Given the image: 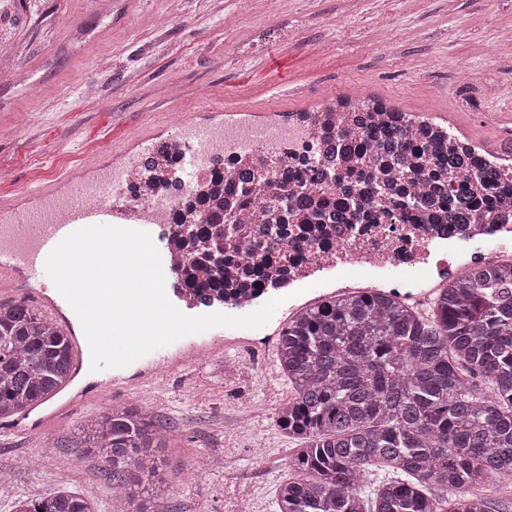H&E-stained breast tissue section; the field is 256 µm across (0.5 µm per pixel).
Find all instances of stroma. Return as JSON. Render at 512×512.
Here are the masks:
<instances>
[{
	"label": "stroma",
	"mask_w": 512,
	"mask_h": 512,
	"mask_svg": "<svg viewBox=\"0 0 512 512\" xmlns=\"http://www.w3.org/2000/svg\"><path fill=\"white\" fill-rule=\"evenodd\" d=\"M0 0V200L22 201L105 161L132 157L134 132L175 135L182 117L311 112L330 96L371 97L405 112H444L467 141L512 145V0ZM287 38L247 48L279 16ZM260 363L262 380L250 366ZM294 392L262 350H228L154 383L106 391L39 434L0 419V512L32 491L69 488L110 512L112 475L75 447L83 421L117 406L151 408L167 446L158 473L167 512H277L298 479L300 446L276 423ZM253 416L237 424L238 409ZM232 460L236 477L225 473Z\"/></svg>",
	"instance_id": "obj_1"
}]
</instances>
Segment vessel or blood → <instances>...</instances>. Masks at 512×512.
Instances as JSON below:
<instances>
[{
    "label": "vessel or blood",
    "mask_w": 512,
    "mask_h": 512,
    "mask_svg": "<svg viewBox=\"0 0 512 512\" xmlns=\"http://www.w3.org/2000/svg\"><path fill=\"white\" fill-rule=\"evenodd\" d=\"M248 137L252 129L243 121H227L207 126L186 120L179 128L184 146L179 156V167L185 178L195 177L210 150L222 143L225 135ZM124 171L113 170V193L97 196L96 186L74 177L66 186H42L32 197L36 207L18 213L15 201H1L0 212L17 214L14 224L0 225V277H8L10 284L22 283L26 294L41 306L47 320L59 328L70 326V305L57 290L45 269V262L54 247L71 232L97 224L114 225L148 232L153 241H161L162 221L147 213L142 206L120 187L126 182ZM249 332L242 328L214 329L197 337L183 339L175 344L157 348L136 360L140 380L154 379L160 369L176 370L201 360L214 346L232 348L248 343ZM74 350L73 383L55 402L17 419L14 428L23 433L42 431L46 423L60 412L83 405L89 395L101 387L125 386L128 378L124 369L112 368L92 371L91 353L85 336L72 339Z\"/></svg>",
    "instance_id": "vessel-or-blood-1"
}]
</instances>
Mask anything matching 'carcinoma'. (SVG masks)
<instances>
[{
    "label": "carcinoma",
    "instance_id": "carcinoma-1",
    "mask_svg": "<svg viewBox=\"0 0 512 512\" xmlns=\"http://www.w3.org/2000/svg\"><path fill=\"white\" fill-rule=\"evenodd\" d=\"M368 99L355 105L358 138L304 112L316 144L298 165L259 184V167H238L186 203L193 232L181 275L199 303L255 300L293 258L272 255L274 237L300 254L321 244L312 226L359 224L368 203L426 211L431 224L467 225L495 211L509 192L497 163L435 123ZM150 185L178 189L171 166L152 156ZM262 206L249 263L224 247L226 211ZM280 368L295 394L277 413L303 440L291 465L303 478L280 486L278 512H491L471 489L512 479V262L474 266L437 290L432 313L369 288L333 294L296 314L282 330ZM68 335L24 301L0 304V418L51 397L70 380ZM78 447L104 463L122 512H164L169 489L158 478L164 436L156 418L114 408L81 427ZM376 465L374 481L365 471ZM14 512H95L62 490L19 499Z\"/></svg>",
    "mask_w": 512,
    "mask_h": 512
}]
</instances>
